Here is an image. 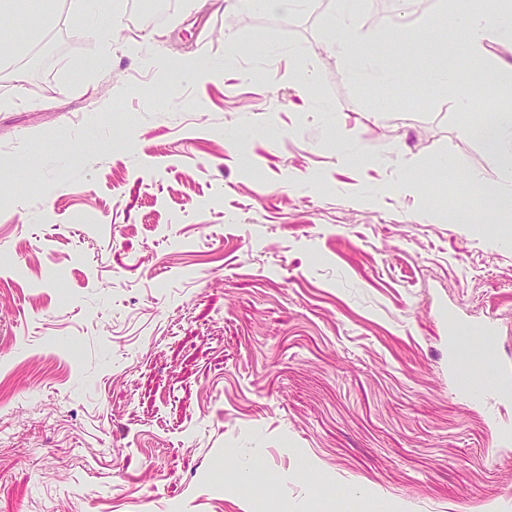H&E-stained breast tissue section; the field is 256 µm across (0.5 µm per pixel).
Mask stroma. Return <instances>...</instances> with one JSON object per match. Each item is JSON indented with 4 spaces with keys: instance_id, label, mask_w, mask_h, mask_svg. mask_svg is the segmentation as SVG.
<instances>
[{
    "instance_id": "35a3bbf8",
    "label": "stroma",
    "mask_w": 512,
    "mask_h": 512,
    "mask_svg": "<svg viewBox=\"0 0 512 512\" xmlns=\"http://www.w3.org/2000/svg\"><path fill=\"white\" fill-rule=\"evenodd\" d=\"M82 2L0 26L23 47L0 55V512H512V397L448 369L449 326L491 322L512 372V223L465 133L512 88L458 111L429 82L470 71L454 33L386 38L493 0H358L403 87L382 112L333 0H104L135 53L75 26ZM198 53L213 80L149 64Z\"/></svg>"
}]
</instances>
